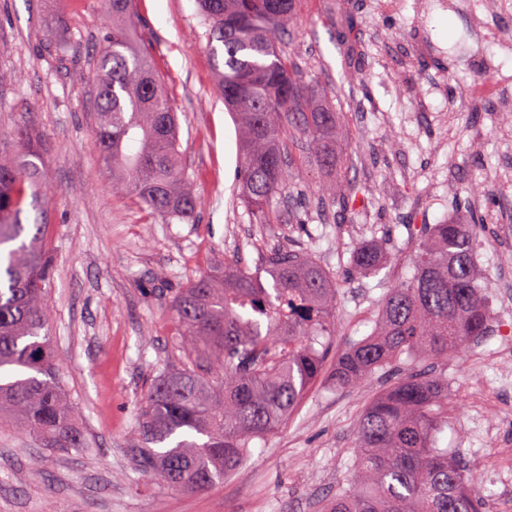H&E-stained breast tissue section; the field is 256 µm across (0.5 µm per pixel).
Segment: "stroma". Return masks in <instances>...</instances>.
<instances>
[{"instance_id": "obj_1", "label": "stroma", "mask_w": 512, "mask_h": 512, "mask_svg": "<svg viewBox=\"0 0 512 512\" xmlns=\"http://www.w3.org/2000/svg\"><path fill=\"white\" fill-rule=\"evenodd\" d=\"M135 10L200 196L188 224L151 222L112 191L94 134L103 0H0V136L18 126L45 135L50 345L83 440L45 448L23 426L1 425L0 512H321L349 487L357 419L391 375L346 389L323 376L224 479L192 492L165 486L130 456L151 379L184 362L162 293L227 260L271 285L263 254L294 244L337 284L340 349L370 332L386 290L411 277L419 227L464 222L480 229L474 261L490 317L512 324V310L498 312L512 279V0H298L284 46L346 133L332 169L311 162L308 139L287 137L288 184L272 207L297 225L255 223L240 199L236 126L195 0H136ZM348 15L349 52L337 23ZM323 184L336 199L311 203ZM349 192L352 210L339 202ZM363 244L378 245L383 262L356 275L350 259ZM399 370L447 376L439 445L470 465L487 512H512L493 478L500 448H512V349L491 330L448 361L412 358Z\"/></svg>"}]
</instances>
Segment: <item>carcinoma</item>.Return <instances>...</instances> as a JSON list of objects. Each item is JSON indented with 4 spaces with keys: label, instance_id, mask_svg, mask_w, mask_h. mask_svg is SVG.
<instances>
[{
    "label": "carcinoma",
    "instance_id": "1",
    "mask_svg": "<svg viewBox=\"0 0 512 512\" xmlns=\"http://www.w3.org/2000/svg\"><path fill=\"white\" fill-rule=\"evenodd\" d=\"M295 0H198L210 25L220 92L239 134L244 203L258 224H278L272 200L287 182L285 128L314 141V160L332 165L339 114L317 108L287 57L282 37ZM109 35L93 69L95 135L112 190L133 197L162 224L190 222L200 198L182 169L178 117L147 51L135 38L134 0H108ZM16 129L0 149V425L17 422L46 448H79L80 411L64 393L45 299L51 261L39 142ZM37 210L23 223L26 206ZM474 224H424L413 276L390 288L372 332L336 359L340 388L401 356L446 360L485 335L490 313L473 260ZM373 245L353 272H374ZM266 288L233 262L169 293L186 364L155 377L141 403L135 468L182 490L232 472L249 443L284 421L325 372L336 333L337 286L309 255L268 250ZM448 381L405 373L363 410L356 424L354 480L326 512H485L476 478L440 448Z\"/></svg>",
    "mask_w": 512,
    "mask_h": 512
}]
</instances>
